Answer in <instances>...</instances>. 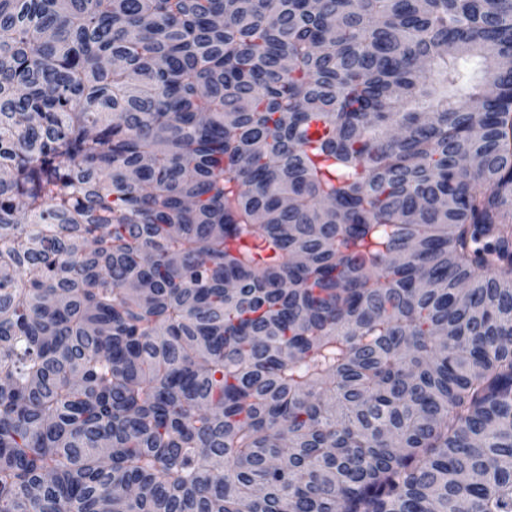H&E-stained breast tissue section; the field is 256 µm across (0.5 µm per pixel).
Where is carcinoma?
<instances>
[{
	"instance_id": "obj_1",
	"label": "carcinoma",
	"mask_w": 512,
	"mask_h": 512,
	"mask_svg": "<svg viewBox=\"0 0 512 512\" xmlns=\"http://www.w3.org/2000/svg\"><path fill=\"white\" fill-rule=\"evenodd\" d=\"M512 0H0V512H512Z\"/></svg>"
}]
</instances>
